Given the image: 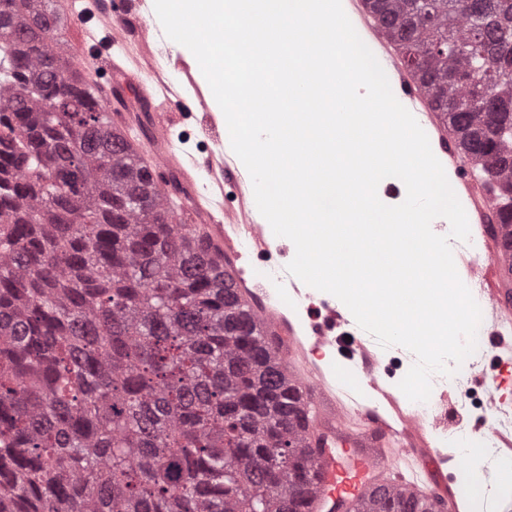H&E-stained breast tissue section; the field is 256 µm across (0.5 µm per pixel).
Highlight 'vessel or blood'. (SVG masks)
<instances>
[{"mask_svg": "<svg viewBox=\"0 0 512 512\" xmlns=\"http://www.w3.org/2000/svg\"><path fill=\"white\" fill-rule=\"evenodd\" d=\"M343 8L363 42L370 48L385 71L396 99L419 120L431 148L448 172L449 183L463 206L468 221L478 231H485L488 210L493 202L491 186L476 171L459 167L456 148L444 126L438 124L423 93L390 50L387 40L375 27L364 8L363 0H342ZM80 37L72 55L81 77L101 72L105 79L99 87L112 94L115 87L125 91V102L131 112L122 123L131 130L138 121L141 107H148L153 128L151 154L155 168L177 171L187 185H194L199 169H206L211 182L202 192L191 197L194 213L206 217L207 230L213 243L235 257H254L271 262L276 249L269 226L259 216L252 185L214 128L216 118L211 100L201 88L194 73H187V85L175 88L165 82L162 73L149 70L151 48L143 30L127 25L104 9L100 0H85L81 10ZM193 94L194 111L203 113L211 126L209 136L214 147L203 159L179 152L171 140L172 125L165 115L167 106L184 104L186 94ZM236 190L233 204H225L226 187ZM466 279L478 286L484 303L483 325L493 349L512 356V301L500 288L498 260L477 265L463 260ZM234 290L250 299L258 315L279 336L284 361L297 367V385L306 402H319V416L308 418L313 446L319 447L315 467V492L305 502V512H330L336 500L351 502L361 494L383 486V474L396 460L428 459L419 474L400 479L399 484L423 497L440 498L447 512H459L455 493L441 481L440 473L447 465L445 454L431 447L426 437V424L407 410L400 398L383 383L380 365L366 343L358 337L347 338L346 329L355 319L349 309L324 300L319 306L298 313L292 298L301 296L298 281L277 288L268 280H245L235 275ZM357 358L362 364L367 386L387 404V415L363 413L365 427L353 434L347 429L355 402L336 393V360ZM349 446L352 463H344L337 455V445Z\"/></svg>", "mask_w": 512, "mask_h": 512, "instance_id": "1", "label": "vessel or blood"}]
</instances>
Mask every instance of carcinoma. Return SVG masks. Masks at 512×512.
<instances>
[{
  "label": "carcinoma",
  "mask_w": 512,
  "mask_h": 512,
  "mask_svg": "<svg viewBox=\"0 0 512 512\" xmlns=\"http://www.w3.org/2000/svg\"><path fill=\"white\" fill-rule=\"evenodd\" d=\"M365 2L498 183L512 252V0ZM52 13L0 0V512H297L317 451L275 338L74 84ZM352 512L434 504L389 488Z\"/></svg>",
  "instance_id": "cac0c4a2"
}]
</instances>
